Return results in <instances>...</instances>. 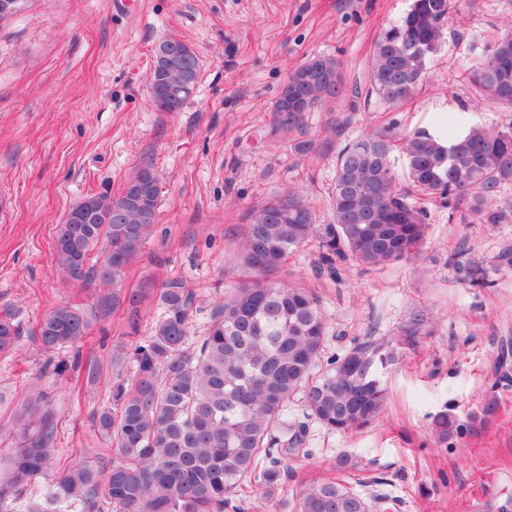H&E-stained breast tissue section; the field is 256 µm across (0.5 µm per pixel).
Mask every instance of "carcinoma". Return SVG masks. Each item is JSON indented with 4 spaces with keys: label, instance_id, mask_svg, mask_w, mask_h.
Masks as SVG:
<instances>
[{
    "label": "carcinoma",
    "instance_id": "1",
    "mask_svg": "<svg viewBox=\"0 0 512 512\" xmlns=\"http://www.w3.org/2000/svg\"><path fill=\"white\" fill-rule=\"evenodd\" d=\"M460 0H413L401 20L383 30L372 51L367 96L389 108L405 104L422 81L426 61L443 41L448 15ZM199 58L178 38L153 51L149 83L161 112H180L197 87ZM467 80L475 100L498 104V127L473 125L452 140L427 129L400 134L396 124L374 128L344 144L335 158L332 223L319 224L302 192L289 188L259 202L230 261L244 272L218 302L206 336L189 342L195 296L180 279L161 285L163 315L147 344L134 349L135 383L112 389L97 426L119 459L108 469L78 463L44 492L32 483L55 455V431L42 397L28 399L27 428L3 480L0 512H224L234 498L257 490L272 497L284 487L286 462L298 458L303 428L285 414L295 398L306 416L329 431L349 433L378 420L386 403L380 370L397 360L399 342L366 341L317 370L327 322L316 294L273 275L288 254L319 243L318 271L341 283L347 263L385 266L417 260L427 247L426 213L398 186L390 154L398 143L410 188L427 197L465 203L482 224H511L512 207L498 199L512 188V30L473 64ZM348 93L342 64L314 55L288 73L271 111L270 133L303 134L295 152L316 149L307 138L308 113ZM291 111L285 112L283 108ZM159 178L142 166L121 193L91 194L75 205L86 223L58 225L56 269L86 285L110 287L137 258L154 231ZM424 318L401 329L411 342ZM90 320L78 308L45 314L38 336L46 350L79 343ZM18 329L0 312V353ZM463 427L434 420V443L448 444ZM104 490V501L98 500ZM385 498H365L340 479H320L297 495L296 512H374Z\"/></svg>",
    "mask_w": 512,
    "mask_h": 512
}]
</instances>
